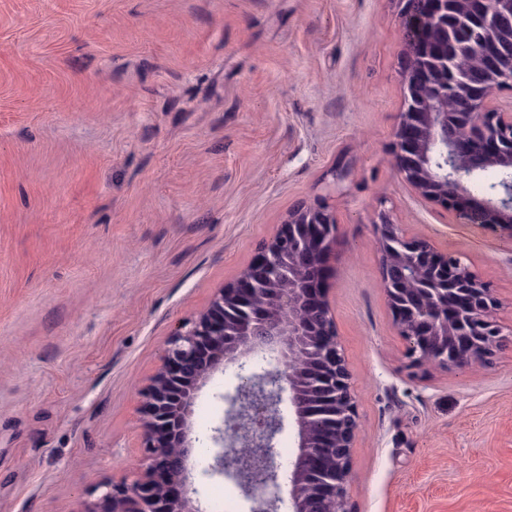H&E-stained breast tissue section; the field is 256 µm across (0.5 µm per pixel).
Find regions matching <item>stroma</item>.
Masks as SVG:
<instances>
[{"mask_svg": "<svg viewBox=\"0 0 512 512\" xmlns=\"http://www.w3.org/2000/svg\"><path fill=\"white\" fill-rule=\"evenodd\" d=\"M400 8L0 0V512H88L135 479L171 333L320 198L358 411L351 512H512V240L448 223L397 167ZM383 212L490 283L489 363L405 368ZM234 373L202 385L191 438Z\"/></svg>", "mask_w": 512, "mask_h": 512, "instance_id": "35a3bbf8", "label": "stroma"}]
</instances>
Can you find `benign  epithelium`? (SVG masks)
<instances>
[{"mask_svg":"<svg viewBox=\"0 0 512 512\" xmlns=\"http://www.w3.org/2000/svg\"><path fill=\"white\" fill-rule=\"evenodd\" d=\"M404 110L395 130L400 172L457 224L512 240V0H402ZM467 57L475 58L464 64ZM498 174L483 194L472 190ZM381 285L411 367H466L500 346L490 285L460 257L409 234L390 214L375 223ZM337 234L322 203L291 209L252 261L177 330L142 394L140 475L104 487L87 512H202L187 471L190 419L201 384L234 364L238 385L221 396L209 474L232 478L251 512H349L346 486L358 430L349 373L322 288ZM268 364L251 365L255 354ZM288 399L295 432L288 496L274 448Z\"/></svg>","mask_w":512,"mask_h":512,"instance_id":"7a95c632","label":"benign epithelium"}]
</instances>
